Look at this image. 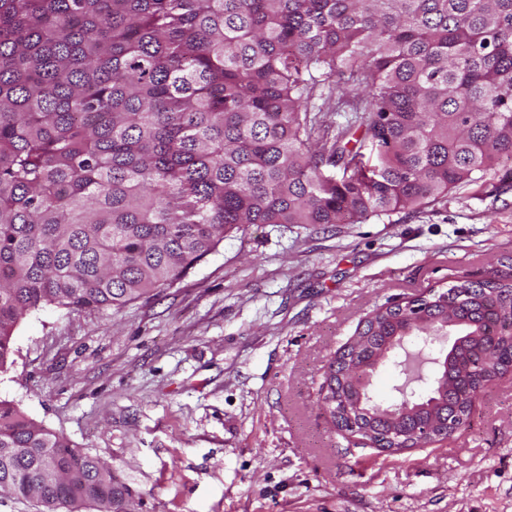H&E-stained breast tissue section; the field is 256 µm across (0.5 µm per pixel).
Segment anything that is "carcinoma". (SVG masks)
I'll return each instance as SVG.
<instances>
[{
    "instance_id": "cac0c4a2",
    "label": "carcinoma",
    "mask_w": 512,
    "mask_h": 512,
    "mask_svg": "<svg viewBox=\"0 0 512 512\" xmlns=\"http://www.w3.org/2000/svg\"><path fill=\"white\" fill-rule=\"evenodd\" d=\"M358 91L361 135L312 150L316 90ZM512 160V0H0V369L45 306L82 313L178 280L247 224H353ZM445 317L375 310L330 361L373 437L370 360L444 323L446 388L403 428L471 414L512 356V259ZM0 492L43 512H130L112 466L0 400Z\"/></svg>"
}]
</instances>
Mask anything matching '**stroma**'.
I'll return each mask as SVG.
<instances>
[{"label": "stroma", "mask_w": 512, "mask_h": 512, "mask_svg": "<svg viewBox=\"0 0 512 512\" xmlns=\"http://www.w3.org/2000/svg\"><path fill=\"white\" fill-rule=\"evenodd\" d=\"M512 257V160L356 224H252L120 309L27 315L0 400L112 465L136 512H512V374L464 429L400 453L319 400L379 307Z\"/></svg>", "instance_id": "1"}]
</instances>
